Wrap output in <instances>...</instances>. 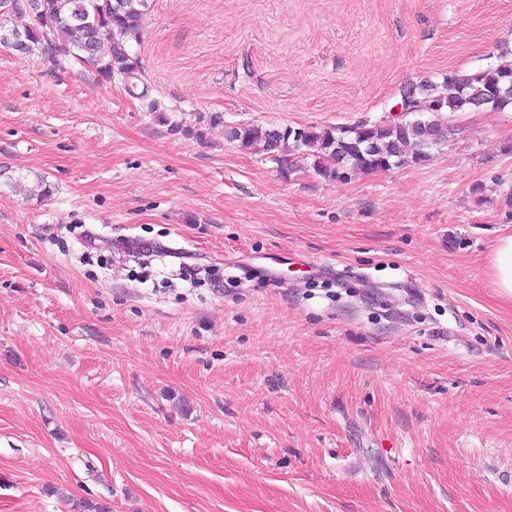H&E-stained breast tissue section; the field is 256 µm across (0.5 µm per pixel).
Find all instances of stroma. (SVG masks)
<instances>
[{"instance_id":"obj_1","label":"stroma","mask_w":512,"mask_h":512,"mask_svg":"<svg viewBox=\"0 0 512 512\" xmlns=\"http://www.w3.org/2000/svg\"><path fill=\"white\" fill-rule=\"evenodd\" d=\"M508 45L512 0H151L139 99L0 45V512H512V109L344 181L224 138L380 122ZM490 276L500 295L512 299V235L500 237L491 253Z\"/></svg>"}]
</instances>
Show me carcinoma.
Masks as SVG:
<instances>
[{"instance_id":"1","label":"carcinoma","mask_w":512,"mask_h":512,"mask_svg":"<svg viewBox=\"0 0 512 512\" xmlns=\"http://www.w3.org/2000/svg\"><path fill=\"white\" fill-rule=\"evenodd\" d=\"M150 0H0V32L19 34L25 41L24 54H45L55 66L70 57L94 69L101 84L122 79L130 94L139 80L137 59L130 45L141 41ZM63 32L69 40L61 47L55 34ZM512 84V63L489 65L471 73L450 72L442 81H424L403 86L414 97L421 120L405 123L360 122L353 126L322 129L306 127L299 132L270 126L242 123L230 132L229 142L243 150L263 152L281 168L297 167L294 157L312 159V170L324 180L345 179L350 173L389 170L406 162L430 161L429 129L447 136L449 112L501 110L512 104L491 98L497 90ZM224 122L218 113L198 117L199 126L178 123L171 131L205 138L201 124ZM9 186L26 189L22 181ZM28 190V189H26ZM29 195L45 198L50 190L44 177L35 176Z\"/></svg>"}]
</instances>
